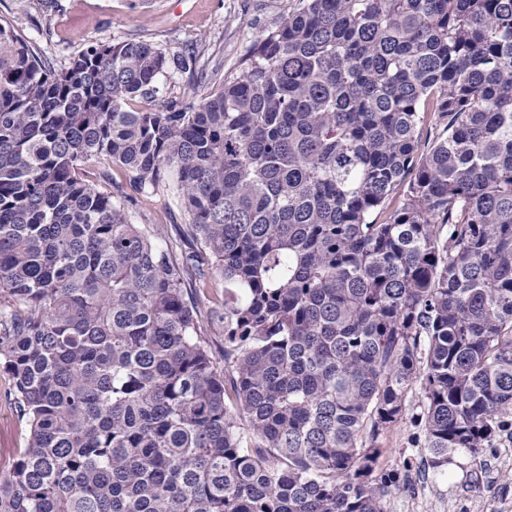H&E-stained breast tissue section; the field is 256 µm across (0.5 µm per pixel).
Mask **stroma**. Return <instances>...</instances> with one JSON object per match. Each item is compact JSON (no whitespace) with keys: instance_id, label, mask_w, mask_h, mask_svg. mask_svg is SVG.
<instances>
[{"instance_id":"stroma-1","label":"stroma","mask_w":512,"mask_h":512,"mask_svg":"<svg viewBox=\"0 0 512 512\" xmlns=\"http://www.w3.org/2000/svg\"><path fill=\"white\" fill-rule=\"evenodd\" d=\"M297 0H0V16L38 46L55 64L92 42L134 38L168 54L198 47L190 70L166 80L174 95L197 101L217 80L235 77L252 44L272 29ZM104 191L123 190L131 220L157 226L172 239L183 214L174 196L145 194L131 185L123 168L104 162L88 166ZM10 377L0 371V474H8L26 425L9 398ZM410 417L385 433L378 465L398 473L400 486L388 497L386 512H512V441L502 440L483 458L451 454L445 473L428 471L426 449L415 447Z\"/></svg>"}]
</instances>
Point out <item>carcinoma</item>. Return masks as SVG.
Here are the masks:
<instances>
[{
	"instance_id": "carcinoma-1",
	"label": "carcinoma",
	"mask_w": 512,
	"mask_h": 512,
	"mask_svg": "<svg viewBox=\"0 0 512 512\" xmlns=\"http://www.w3.org/2000/svg\"><path fill=\"white\" fill-rule=\"evenodd\" d=\"M187 67L123 40L57 68L0 23V369L28 427L0 512H385L415 384L432 471L512 439V0H298L198 103L160 82ZM93 159L172 192L192 251ZM206 263L222 363L186 299Z\"/></svg>"
}]
</instances>
